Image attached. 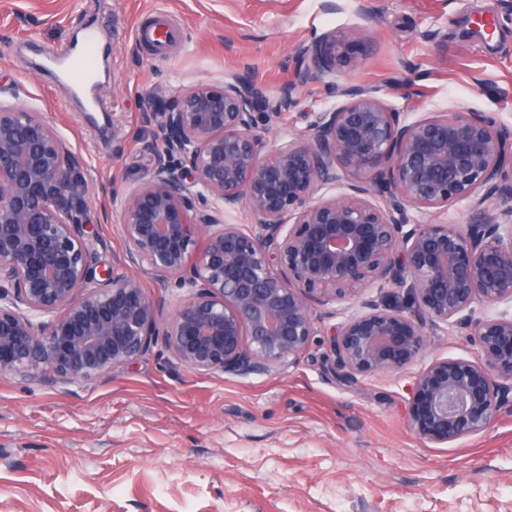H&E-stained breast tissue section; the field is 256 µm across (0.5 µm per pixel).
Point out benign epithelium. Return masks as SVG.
I'll list each match as a JSON object with an SVG mask.
<instances>
[{
  "label": "benign epithelium",
  "mask_w": 512,
  "mask_h": 512,
  "mask_svg": "<svg viewBox=\"0 0 512 512\" xmlns=\"http://www.w3.org/2000/svg\"><path fill=\"white\" fill-rule=\"evenodd\" d=\"M349 39L296 46L294 80L274 96L244 74L156 96L142 114L152 166L121 193L126 250L110 269L88 235L81 158L40 113L0 100V375L98 379L159 336L179 367L269 373L309 349L315 308L359 299L358 312H330L331 370L351 380L403 369L426 329L476 302L512 301V133L488 112L407 121L377 92L338 83ZM310 83L341 102L272 141ZM459 203L467 223L435 221ZM240 208L250 223L225 221ZM128 267L189 295L163 320ZM368 288L407 296L379 304ZM472 336L478 360L437 359L415 380L409 425L423 440L486 430L512 388V316H487Z\"/></svg>",
  "instance_id": "obj_1"
}]
</instances>
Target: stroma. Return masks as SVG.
<instances>
[{
  "instance_id": "35a3bbf8",
  "label": "stroma",
  "mask_w": 512,
  "mask_h": 512,
  "mask_svg": "<svg viewBox=\"0 0 512 512\" xmlns=\"http://www.w3.org/2000/svg\"><path fill=\"white\" fill-rule=\"evenodd\" d=\"M494 22L491 41L469 21ZM164 21L165 50L137 36ZM95 28L111 57L96 73L114 130L91 125L73 84L38 71ZM352 33L346 71L415 120L451 109L497 113L512 130V10L504 0H0V97L42 114L84 160L91 239L102 267L125 251L114 192L146 175L155 92L247 72L269 94L290 82L293 50ZM323 85L298 91L275 139L336 107ZM296 363L249 376L171 363L164 343L106 377L50 387L0 376V512H512V394L485 431L420 440L408 411L437 358L477 359L465 328L427 330L413 364L335 378L328 334Z\"/></svg>"
}]
</instances>
